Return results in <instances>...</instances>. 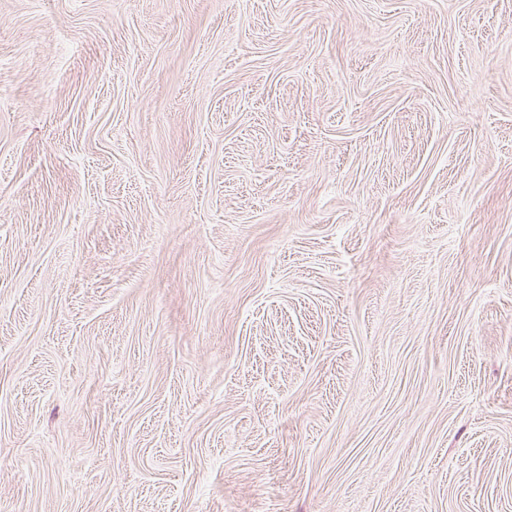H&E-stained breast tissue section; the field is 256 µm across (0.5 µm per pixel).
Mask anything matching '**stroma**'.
Returning <instances> with one entry per match:
<instances>
[{
	"label": "stroma",
	"instance_id": "35a3bbf8",
	"mask_svg": "<svg viewBox=\"0 0 512 512\" xmlns=\"http://www.w3.org/2000/svg\"><path fill=\"white\" fill-rule=\"evenodd\" d=\"M0 512H512V0H0Z\"/></svg>",
	"mask_w": 512,
	"mask_h": 512
}]
</instances>
